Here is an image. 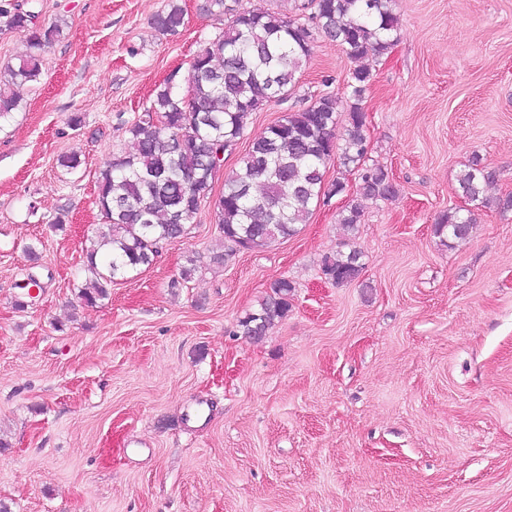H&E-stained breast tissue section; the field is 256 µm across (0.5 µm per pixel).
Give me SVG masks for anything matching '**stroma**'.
Returning a JSON list of instances; mask_svg holds the SVG:
<instances>
[{"label": "stroma", "instance_id": "35a3bbf8", "mask_svg": "<svg viewBox=\"0 0 512 512\" xmlns=\"http://www.w3.org/2000/svg\"><path fill=\"white\" fill-rule=\"evenodd\" d=\"M168 0H39L64 35L0 125V502L10 512H512V211L480 210L468 241L433 232L464 206L472 156L512 195V0H396V44L369 60L367 164L398 194L345 193L297 234L224 264L216 175L183 238L82 304L103 218L96 180L173 71L224 27L203 0L151 26ZM355 63L317 39L305 90L346 97ZM82 124L71 127V115ZM77 151L70 174L58 155ZM35 245L37 259L26 248ZM356 279L322 273L342 246ZM193 268L182 280L185 268ZM37 273L43 287L22 298ZM293 282L262 339L239 325ZM178 0H169L166 7L151 19L155 31L162 35L175 36L185 25V13Z\"/></svg>", "mask_w": 512, "mask_h": 512}]
</instances>
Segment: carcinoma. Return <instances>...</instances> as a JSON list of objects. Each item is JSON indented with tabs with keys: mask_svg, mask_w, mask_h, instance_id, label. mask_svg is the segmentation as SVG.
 <instances>
[{
	"mask_svg": "<svg viewBox=\"0 0 512 512\" xmlns=\"http://www.w3.org/2000/svg\"><path fill=\"white\" fill-rule=\"evenodd\" d=\"M395 0H308L304 19L277 12L248 11L239 0H206L204 8L227 23L193 56L187 76L157 86L144 113L125 126L134 151L112 159L97 180L103 215L96 241L86 253L89 285L80 289L87 305L109 295L112 283L152 264L159 245L185 234L207 197L209 178L219 154L245 136L252 114L268 103H285L297 94L304 62L318 37L339 45L359 61L383 57L395 46L398 17ZM0 20L28 34L36 52L5 68L0 78V121L19 107L17 89L39 80L40 51L58 40L62 26L40 21L36 0H0ZM155 31L175 36L185 25L178 0L151 19ZM370 71L355 68L347 81L350 100L339 123L341 100L331 92L303 97L281 119L250 140L240 167L224 180L215 202L217 222L231 250H255L298 232L311 206L346 191L344 179L326 180L335 160L359 172L357 198L339 212L337 223L356 230L366 200L389 201L397 189L387 169L368 166L365 113L361 103ZM495 170L475 155L457 176V194L472 204L439 214L434 233L450 246L466 241L475 229V211H512V196L489 197ZM360 253L351 250L327 257L326 278L340 284L356 279ZM295 286L288 279L271 285L260 308L241 321L242 335L258 339L288 313Z\"/></svg>",
	"mask_w": 512,
	"mask_h": 512,
	"instance_id": "obj_1",
	"label": "carcinoma"
}]
</instances>
